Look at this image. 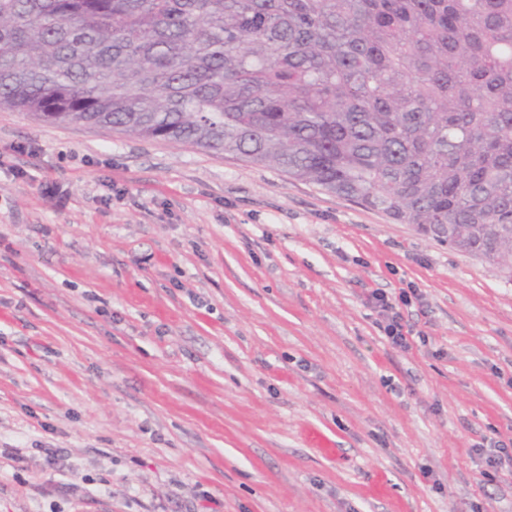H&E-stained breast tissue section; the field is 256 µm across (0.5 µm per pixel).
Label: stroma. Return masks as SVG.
Segmentation results:
<instances>
[{
    "label": "stroma",
    "mask_w": 512,
    "mask_h": 512,
    "mask_svg": "<svg viewBox=\"0 0 512 512\" xmlns=\"http://www.w3.org/2000/svg\"><path fill=\"white\" fill-rule=\"evenodd\" d=\"M412 286L404 351L367 301ZM512 280L232 155L0 109V512H512Z\"/></svg>",
    "instance_id": "obj_1"
}]
</instances>
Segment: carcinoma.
<instances>
[{
	"label": "carcinoma",
	"mask_w": 512,
	"mask_h": 512,
	"mask_svg": "<svg viewBox=\"0 0 512 512\" xmlns=\"http://www.w3.org/2000/svg\"><path fill=\"white\" fill-rule=\"evenodd\" d=\"M0 109L235 155L512 279V0H0Z\"/></svg>",
	"instance_id": "1"
}]
</instances>
